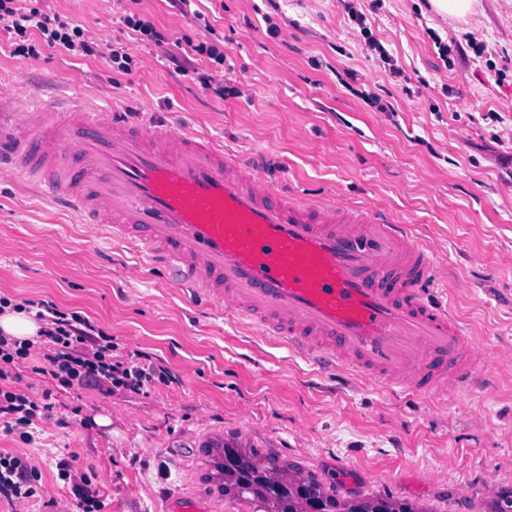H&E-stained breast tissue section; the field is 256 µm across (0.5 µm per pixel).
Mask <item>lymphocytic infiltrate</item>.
Masks as SVG:
<instances>
[{
	"instance_id": "lymphocytic-infiltrate-1",
	"label": "lymphocytic infiltrate",
	"mask_w": 512,
	"mask_h": 512,
	"mask_svg": "<svg viewBox=\"0 0 512 512\" xmlns=\"http://www.w3.org/2000/svg\"><path fill=\"white\" fill-rule=\"evenodd\" d=\"M0 27L21 37L28 31H38L50 47L85 56L96 52L81 27L39 8L18 6L17 0H0ZM23 307L34 312L44 328L37 346L0 335V428L5 433L31 440L32 426L53 415L50 394L35 399L16 386L18 368L36 355L46 373L64 388L92 384L107 393L119 388L140 393L154 384L170 382L169 370L156 363L134 357L113 360L111 335L80 313L61 310L48 302L27 301ZM39 479V472L24 458L0 453V498L11 503L33 498L41 491Z\"/></svg>"
}]
</instances>
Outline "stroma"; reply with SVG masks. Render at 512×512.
<instances>
[{
    "label": "stroma",
    "instance_id": "1",
    "mask_svg": "<svg viewBox=\"0 0 512 512\" xmlns=\"http://www.w3.org/2000/svg\"><path fill=\"white\" fill-rule=\"evenodd\" d=\"M98 52L74 56L31 36L20 56L0 30V95L115 104L133 123L160 112L255 163L297 198L369 204L412 224L450 272L442 299L489 355L484 391L448 402L364 376L323 372L257 330L191 299L164 268L97 236L37 188L0 173V295L89 318L117 346L167 367L147 393L66 389L23 368L54 417L0 451L41 473V493L0 512H72L71 482L102 512H252L209 479L214 432L315 477L345 500L391 498L424 512H492L512 495V0H478L467 21L430 0H43ZM168 37L127 28L129 14ZM214 45L216 63L170 56ZM127 48L130 71L109 54ZM223 95L204 88V78ZM58 476L61 480L74 482L70 472V465L66 462H59ZM73 494L75 496L76 508L79 512H100L103 507V501L100 499L99 490L92 487V482L81 479L80 483L74 482Z\"/></svg>",
    "mask_w": 512,
    "mask_h": 512
}]
</instances>
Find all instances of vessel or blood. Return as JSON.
Returning a JSON list of instances; mask_svg holds the SVG:
<instances>
[{
	"instance_id": "b4317fda",
	"label": "vessel or blood",
	"mask_w": 512,
	"mask_h": 512,
	"mask_svg": "<svg viewBox=\"0 0 512 512\" xmlns=\"http://www.w3.org/2000/svg\"><path fill=\"white\" fill-rule=\"evenodd\" d=\"M0 169L98 235L168 269L215 305L322 368L440 400L477 388L487 356L423 288L448 282L410 225L369 206L305 204L207 136L119 112L32 101Z\"/></svg>"
}]
</instances>
